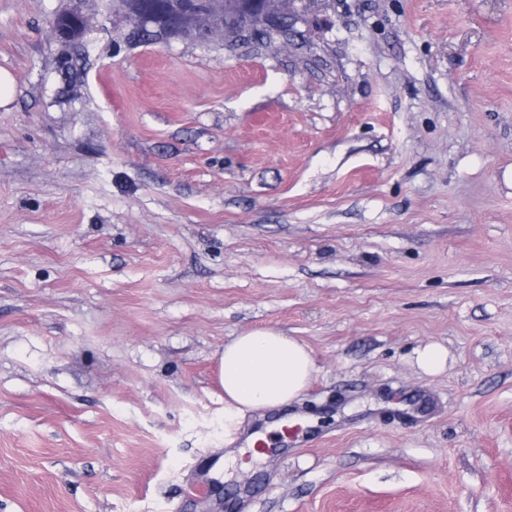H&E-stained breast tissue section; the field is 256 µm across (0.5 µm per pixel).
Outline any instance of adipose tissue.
<instances>
[{"label": "adipose tissue", "mask_w": 512, "mask_h": 512, "mask_svg": "<svg viewBox=\"0 0 512 512\" xmlns=\"http://www.w3.org/2000/svg\"><path fill=\"white\" fill-rule=\"evenodd\" d=\"M219 362L224 411L231 418L282 409L301 395L314 373L306 345L272 329L234 337Z\"/></svg>", "instance_id": "adipose-tissue-1"}]
</instances>
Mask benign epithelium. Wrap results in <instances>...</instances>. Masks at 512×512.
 Wrapping results in <instances>:
<instances>
[{
	"mask_svg": "<svg viewBox=\"0 0 512 512\" xmlns=\"http://www.w3.org/2000/svg\"><path fill=\"white\" fill-rule=\"evenodd\" d=\"M234 6L237 8L234 17L240 22L243 33L253 31L252 24L258 22L288 41L281 18L268 10L267 0H235ZM223 12V0H130L127 16L141 25L165 26L173 31L187 24L195 25L202 33L213 36L221 31ZM67 17L76 19L71 29L61 23V18H55L57 34L64 42L80 38L88 27V19L77 2Z\"/></svg>",
	"mask_w": 512,
	"mask_h": 512,
	"instance_id": "obj_1",
	"label": "benign epithelium"
}]
</instances>
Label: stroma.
<instances>
[{"label":"stroma","mask_w":512,"mask_h":512,"mask_svg":"<svg viewBox=\"0 0 512 512\" xmlns=\"http://www.w3.org/2000/svg\"><path fill=\"white\" fill-rule=\"evenodd\" d=\"M0 0V512H512V0H324L135 43ZM274 329L298 440L227 419ZM429 343L448 352L429 375ZM67 18H76L75 25L72 29L66 28L65 24H61V18L58 15L55 18V27L57 30V34L59 38L64 41H72L80 38L88 27V19L82 13L80 9L79 2H75L72 6V9L67 14ZM224 413H269L298 398L310 384L314 362L299 340L272 329L235 336L219 357ZM447 353L439 344L431 343L416 351V364L426 374H435L444 369Z\"/></svg>","instance_id":"35a3bbf8"}]
</instances>
